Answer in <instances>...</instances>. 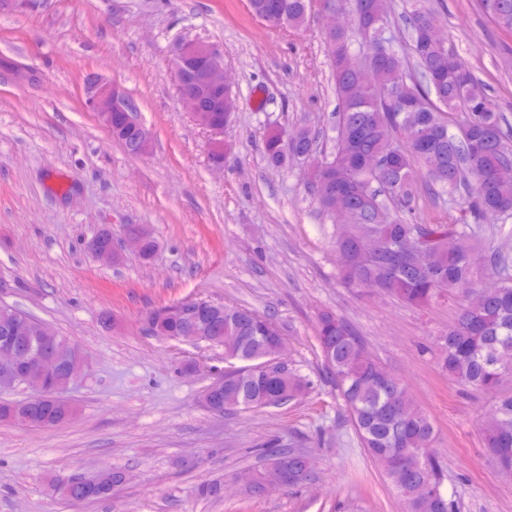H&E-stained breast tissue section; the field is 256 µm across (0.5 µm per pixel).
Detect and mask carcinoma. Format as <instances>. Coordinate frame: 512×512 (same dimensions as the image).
<instances>
[{"instance_id":"carcinoma-1","label":"carcinoma","mask_w":512,"mask_h":512,"mask_svg":"<svg viewBox=\"0 0 512 512\" xmlns=\"http://www.w3.org/2000/svg\"><path fill=\"white\" fill-rule=\"evenodd\" d=\"M346 10L357 31L368 38L387 25L386 0H331ZM307 0H249L252 13L271 26L298 27L306 20ZM479 11L498 29L512 32V0H476ZM432 13L414 0L403 17L407 31L404 53L392 35L384 37L385 52L378 61H353L335 53L351 48L348 34L327 35L331 76L336 94L334 149L322 156L318 136L302 127L295 131L294 152L317 165L311 194L326 212L350 213L354 224L336 231L334 249L342 279L358 288L389 293L412 306H426L452 290L471 287L475 270L470 255L475 225L487 217L512 212V140L502 131V114L485 86L453 51L430 42L425 30ZM461 112L454 126L448 118ZM268 162L280 167L289 158L281 132L265 140ZM460 194L465 203L461 224H422L415 218L422 193ZM507 267L506 257L493 250L484 269L489 274ZM209 337L234 336L233 352L244 370L224 375V392L212 407L260 410L283 405L302 395L308 382L288 367L264 370L265 355L278 333L266 317L249 308L214 306L203 301L197 321ZM167 336L182 335L188 324L173 314L159 320ZM317 335L331 347L326 367L339 390L362 448L374 462L436 441L433 421L414 401L401 380L365 350L358 333L330 311L317 318ZM438 365L463 390L494 395L498 415L483 423L485 447L503 452L495 463H512V391L500 389L499 377L512 372V279L476 306H464L436 343ZM68 372L42 381L40 400L0 401V421H24L30 427L63 424L75 409L51 398ZM307 454L280 449L267 464L288 465L298 482L308 479ZM404 501L406 512H452L453 504L440 494L427 508L413 497L425 481L443 485L438 461L414 470L400 466L384 471ZM122 472L110 470L101 481L78 493V502L110 498Z\"/></svg>"}]
</instances>
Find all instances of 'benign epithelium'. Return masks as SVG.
Here are the masks:
<instances>
[{
	"instance_id": "1",
	"label": "benign epithelium",
	"mask_w": 512,
	"mask_h": 512,
	"mask_svg": "<svg viewBox=\"0 0 512 512\" xmlns=\"http://www.w3.org/2000/svg\"><path fill=\"white\" fill-rule=\"evenodd\" d=\"M177 89L189 111L199 124L214 135L223 131L221 126L209 123L210 112L224 113L229 119L232 104V86L224 79L223 56L218 50L204 42H187L181 44L171 59ZM86 105L98 114L107 128H112V113L125 112L133 127L134 144L127 152L134 156H143L149 151V133L138 117V107L134 100L118 85L98 76H90L84 85ZM88 251L101 260L116 258L113 242L101 243L92 238L87 244ZM32 318L27 315L11 313L4 317L0 327V392L12 390L17 384L15 364L22 350V340L30 335ZM28 375L40 377L51 376L61 369L70 371L69 381L54 391L56 401L69 404L64 393L69 387L84 377L89 364L81 349L75 344H68L59 349L46 346L32 352L25 365ZM100 474L92 476H73L60 482L59 487L72 493L87 488L98 482ZM297 476L281 464L269 469L261 483V489L285 487L293 484Z\"/></svg>"
}]
</instances>
